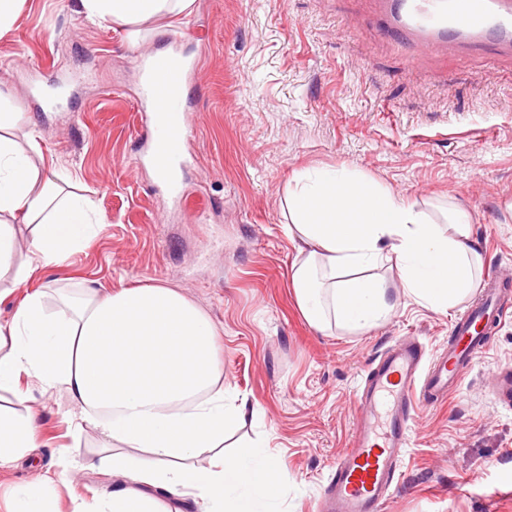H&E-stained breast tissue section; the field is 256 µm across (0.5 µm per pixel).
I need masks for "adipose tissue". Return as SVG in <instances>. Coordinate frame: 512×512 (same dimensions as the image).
<instances>
[{
	"label": "adipose tissue",
	"mask_w": 512,
	"mask_h": 512,
	"mask_svg": "<svg viewBox=\"0 0 512 512\" xmlns=\"http://www.w3.org/2000/svg\"><path fill=\"white\" fill-rule=\"evenodd\" d=\"M195 0H78L94 25H135L190 13ZM36 134L19 143L0 133V270L9 268L29 230L31 257L18 283L59 264L104 224L91 202L42 174ZM288 193V235L297 256L291 283L310 326L363 333L393 308L384 271L405 295L436 311L460 304L479 285L481 257L471 244L472 216L449 204L445 223L415 203L335 168L296 172ZM0 390L34 375L44 390L66 393L75 424L101 428L119 450L101 460L115 482L101 512H258L284 501L288 473L261 444L221 448L245 404L221 387L218 330L179 290L146 285L105 290L87 283L49 310L43 292L25 298L0 322ZM28 416L0 412V467L36 445ZM212 452L210 467L194 465Z\"/></svg>",
	"instance_id": "obj_1"
}]
</instances>
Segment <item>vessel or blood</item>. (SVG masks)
I'll return each instance as SVG.
<instances>
[{
    "label": "vessel or blood",
    "mask_w": 512,
    "mask_h": 512,
    "mask_svg": "<svg viewBox=\"0 0 512 512\" xmlns=\"http://www.w3.org/2000/svg\"><path fill=\"white\" fill-rule=\"evenodd\" d=\"M387 21L427 55L449 47L491 44L512 51V0H388ZM188 65L183 56L155 63L140 87L151 109L140 119L151 131L148 164L175 190L173 172L194 161L193 115L185 104ZM503 278L488 277L478 304L456 321L447 352L426 360L418 341L394 344L372 366L357 394L359 415L347 448L331 466L320 512H381L406 453L416 407L448 397L472 368L496 326L512 310ZM496 403L512 404V368L501 369Z\"/></svg>",
    "instance_id": "obj_1"
}]
</instances>
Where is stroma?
I'll list each match as a JSON object with an SVG mask.
<instances>
[{
    "label": "stroma",
    "mask_w": 512,
    "mask_h": 512,
    "mask_svg": "<svg viewBox=\"0 0 512 512\" xmlns=\"http://www.w3.org/2000/svg\"><path fill=\"white\" fill-rule=\"evenodd\" d=\"M381 17V0H196L191 15L141 23L133 43L128 26H88L75 0H27L0 36V94L36 123L45 165L105 219L97 236L20 286L29 231L19 227L11 269L0 274V322L36 290L52 310L59 293L88 281L180 290L216 325L224 387L247 402L225 453L260 441L288 469L278 512H318L374 359L405 337L428 356L447 351L455 320L473 304L435 312L391 278L395 309L380 326L327 335L309 326L290 281L293 172L353 171L438 221L449 202L463 204L482 274L501 272L512 287V54L417 58ZM175 45L197 66L186 93L196 161L174 202L138 162L134 60ZM508 364L512 314L448 400L418 408L382 512H512V407L490 391L493 372ZM19 387L25 400L1 391L0 409L33 414L41 446L0 467V512L40 476L60 512H101L112 476L98 466L99 429H75L62 391H43L28 375ZM63 448L84 465L69 481L57 465Z\"/></svg>",
    "instance_id": "stroma-1"
}]
</instances>
